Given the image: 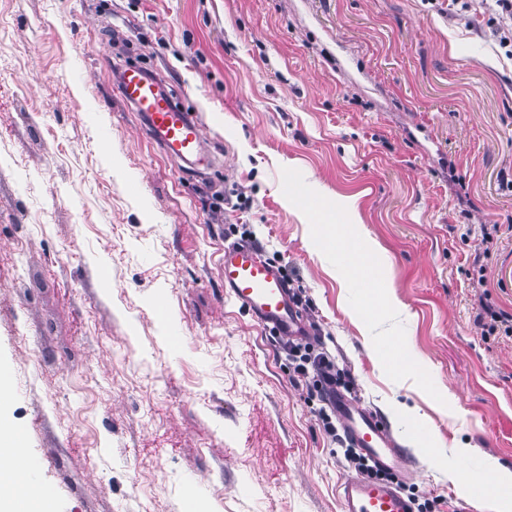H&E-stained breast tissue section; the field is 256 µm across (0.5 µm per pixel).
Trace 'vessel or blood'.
<instances>
[{"label": "vessel or blood", "mask_w": 512, "mask_h": 512, "mask_svg": "<svg viewBox=\"0 0 512 512\" xmlns=\"http://www.w3.org/2000/svg\"><path fill=\"white\" fill-rule=\"evenodd\" d=\"M119 98L139 112L145 129L176 165L211 168L217 163L207 152L199 119L189 112L163 82L142 67L123 68L117 84ZM224 293L264 328L278 336L305 334L302 315L294 303L279 267L268 262L254 246L232 243L224 248ZM344 436L350 445L394 476L406 470L384 423L371 410L337 392L333 401ZM342 512H411V503L395 481L350 476L340 485Z\"/></svg>", "instance_id": "1"}]
</instances>
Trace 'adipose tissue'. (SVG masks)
Segmentation results:
<instances>
[{
	"label": "adipose tissue",
	"instance_id": "ef3b65f1",
	"mask_svg": "<svg viewBox=\"0 0 512 512\" xmlns=\"http://www.w3.org/2000/svg\"><path fill=\"white\" fill-rule=\"evenodd\" d=\"M23 432L0 418V512H52L51 493L33 478ZM480 512H512V469L489 461L481 484L470 485Z\"/></svg>",
	"mask_w": 512,
	"mask_h": 512
}]
</instances>
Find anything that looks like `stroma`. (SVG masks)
<instances>
[{
  "mask_svg": "<svg viewBox=\"0 0 512 512\" xmlns=\"http://www.w3.org/2000/svg\"><path fill=\"white\" fill-rule=\"evenodd\" d=\"M510 36L484 0H0V368L56 512H341L321 401L224 296L241 240L395 437L406 495L476 512L449 471L512 467V335L476 321L485 295L512 313ZM124 62L197 112L215 169L163 156ZM288 180L338 210L335 251Z\"/></svg>",
  "mask_w": 512,
  "mask_h": 512,
  "instance_id": "1",
  "label": "stroma"
}]
</instances>
